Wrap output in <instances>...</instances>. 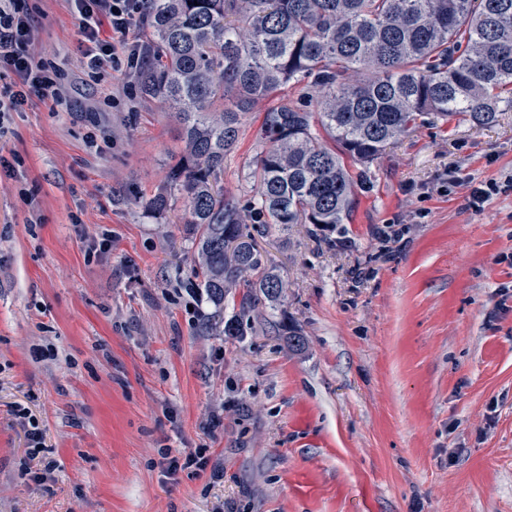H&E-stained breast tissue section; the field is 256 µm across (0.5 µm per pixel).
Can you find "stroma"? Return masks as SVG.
Masks as SVG:
<instances>
[{
	"label": "stroma",
	"instance_id": "35a3bbf8",
	"mask_svg": "<svg viewBox=\"0 0 512 512\" xmlns=\"http://www.w3.org/2000/svg\"><path fill=\"white\" fill-rule=\"evenodd\" d=\"M24 4L64 103L33 101L0 137V512H512V112L351 165L346 223L258 239L287 293L228 336L232 306L189 284L184 201L147 208L178 124L139 67L87 75L70 0ZM311 96L291 84L245 116L228 198L255 193L265 112ZM163 448L207 463L168 477Z\"/></svg>",
	"mask_w": 512,
	"mask_h": 512
}]
</instances>
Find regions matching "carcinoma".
<instances>
[{
	"mask_svg": "<svg viewBox=\"0 0 512 512\" xmlns=\"http://www.w3.org/2000/svg\"><path fill=\"white\" fill-rule=\"evenodd\" d=\"M147 21L155 64L141 87L174 110L185 144L150 208L184 199L197 251L190 284L208 301L243 289L226 336L243 335L250 313L285 288L255 234L344 223L346 160L366 167L419 124L464 115L487 126L512 111V0H150ZM300 83L317 89L315 110L265 113L256 194L240 207L223 177L242 120Z\"/></svg>",
	"mask_w": 512,
	"mask_h": 512,
	"instance_id": "carcinoma-1",
	"label": "carcinoma"
}]
</instances>
